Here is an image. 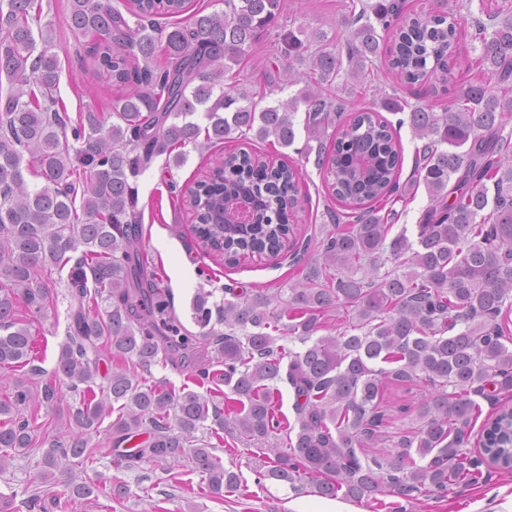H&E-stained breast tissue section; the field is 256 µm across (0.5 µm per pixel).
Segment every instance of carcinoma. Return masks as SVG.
<instances>
[{"label":"carcinoma","mask_w":512,"mask_h":512,"mask_svg":"<svg viewBox=\"0 0 512 512\" xmlns=\"http://www.w3.org/2000/svg\"><path fill=\"white\" fill-rule=\"evenodd\" d=\"M221 2L224 9L196 13L168 29L152 16H178L187 0H134L132 24L108 0H70L71 29L92 37L112 81L130 87L110 123L92 110L76 121L68 115L42 0H0V369L31 363L32 334L15 318V306L42 312L50 294L39 273L66 268L74 305L54 375L83 394L64 430L49 441L41 482L59 483L55 470L62 460L67 467L93 461L96 450L86 435L115 411L112 442L148 435L132 458L177 463L210 419L219 442L222 433H234L270 460L259 478L295 490L309 481L327 497L340 492L377 504L387 495L408 502L445 497L475 482L486 460L511 469V406L487 419L480 457L467 456L465 445L482 413L477 398L512 391V131L505 120L512 115V21L475 16L473 0L460 5L463 17L403 18L387 0L353 3L357 28L336 51L324 47V35L300 27L282 35L283 59L309 64L301 76L288 68V85L303 80L305 86L261 108L267 92L226 90L224 76L247 48L280 27L284 0ZM463 23L471 41L481 44L479 65L497 78V90L470 82L446 112L386 99L390 112L410 109L398 126L409 124L423 141L416 179L406 187L398 182L403 157L395 126L371 107L325 96L322 84L343 73L356 78L383 55L398 85L451 89L462 62L457 26ZM160 52L162 66L155 64ZM133 58L144 66L131 65ZM301 105L307 140L318 143L316 166L331 196L349 210V227L326 234L304 281L272 294L231 289L232 298L217 306L225 331L216 339V358L224 372L196 364L194 376L230 388L224 407L195 391L138 379L133 369L150 366L163 350L173 362L191 360L194 338L183 334L168 290L147 270L136 178L161 154L167 165H183L184 148L198 146L201 136L222 143L250 134L287 148ZM200 113L204 126L194 121ZM27 174L42 183L30 186ZM302 176L293 165L276 167L246 150L223 157L204 182L207 196H222L229 205L248 201L255 222L220 224L199 205L195 232L204 249L222 251L235 264L285 250ZM421 183L430 204L415 235L403 229L389 236L401 213L385 205ZM210 296L200 291L193 299L203 327L212 318ZM101 298L108 302L104 318L92 314ZM323 328L336 334L317 335ZM270 329L295 336L304 349L276 344ZM106 354L125 366L100 373ZM100 374L106 385L97 392L92 383ZM284 376L295 394L292 423L272 386ZM419 383L427 393L417 406L403 408L413 427L391 441L392 451L374 453L387 441L381 390ZM9 386L0 394V448L24 453L33 442L23 414L30 391L0 375V388ZM213 448L210 442L191 448L207 489L215 495L238 490L239 475L224 468ZM65 487L79 505L101 493L99 484L73 477Z\"/></svg>","instance_id":"1"}]
</instances>
